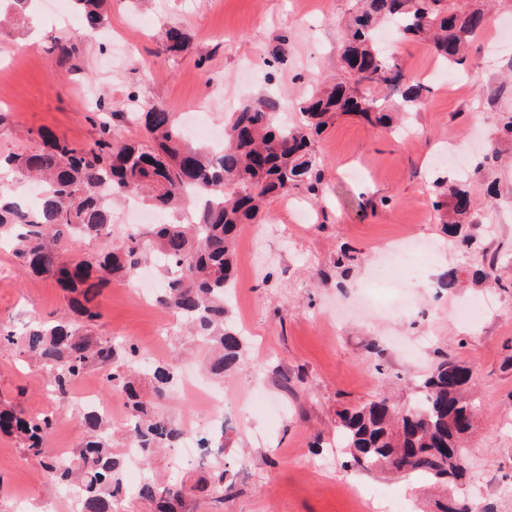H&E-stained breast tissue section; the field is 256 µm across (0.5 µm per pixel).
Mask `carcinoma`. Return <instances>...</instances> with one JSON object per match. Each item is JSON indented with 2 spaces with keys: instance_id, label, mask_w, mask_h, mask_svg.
<instances>
[{
  "instance_id": "1",
  "label": "carcinoma",
  "mask_w": 512,
  "mask_h": 512,
  "mask_svg": "<svg viewBox=\"0 0 512 512\" xmlns=\"http://www.w3.org/2000/svg\"><path fill=\"white\" fill-rule=\"evenodd\" d=\"M28 0H0V33L23 15ZM104 0H71L91 28L104 22ZM342 31L343 59L348 77L318 84L297 103L299 123L279 122L282 102L274 96L242 101L225 124L224 145L214 148L189 142L176 113L145 104L137 117L146 131L143 141L120 142L112 120L124 116L104 101L93 113L97 136L78 147L50 132H38L35 151L0 155V174L17 184L37 183L42 193L25 206L17 195L0 194V238L9 241L18 265L28 273L52 280L74 294L73 317L36 320L18 336L0 327V348L11 350L47 372L57 397L65 398L74 383L91 369L106 370V382L126 398L132 427L128 444L144 462L162 448L180 441L183 429L163 408L175 381L168 366L146 373L150 390L142 391L136 370L139 348L131 343L118 351L112 340L94 334L102 313L97 298L103 288L133 275L157 256L167 259L164 285L157 303L171 310L181 331L209 352L208 371L224 379L239 363L244 337L231 320L224 298L234 283L237 232L264 216L266 200L304 188L323 196L322 162L315 140L339 114H353L372 127H387L398 115L417 110L431 87L412 79L402 63L377 45L376 28L397 20V35L425 41L452 69L466 62L465 50L486 29L485 9L460 0H355ZM190 49V40L173 30L162 49L178 55ZM59 62L76 67L78 39H57ZM371 88L399 91L390 106L366 95ZM434 202L445 225L450 249L468 253L475 239L462 225L480 223L479 208L460 182H436ZM136 197L150 206L177 213L170 223L151 224L138 233H126L118 247L65 258L61 245L75 240L102 241L113 224L112 202ZM483 270L476 281L490 288L509 289L493 276L498 254L481 255ZM461 286L460 270L448 268L439 287L452 294ZM474 368L442 357L417 385L406 416L385 395L337 414L336 446L348 456L345 468L381 472L391 458L397 475L434 484L452 485L465 469L455 458L467 457L463 445L474 413L463 396ZM85 433L65 457L51 451L55 420L26 412L15 401L0 397V434L40 459L45 481L75 493L77 512H119L126 494L125 458L112 443V425L96 411L82 410ZM229 469L211 468L190 488L183 483L165 486L152 478L142 481L140 498L157 502V512H174L191 492L224 501Z\"/></svg>"
}]
</instances>
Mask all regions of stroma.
Listing matches in <instances>:
<instances>
[{
    "label": "stroma",
    "instance_id": "stroma-1",
    "mask_svg": "<svg viewBox=\"0 0 512 512\" xmlns=\"http://www.w3.org/2000/svg\"><path fill=\"white\" fill-rule=\"evenodd\" d=\"M354 0H152L145 9L132 0H105V22L87 33L79 14L52 17L40 8L0 34V154L36 147L47 129L74 144L96 135L88 119L87 91L129 109V96L180 113L190 105L211 106L209 121L221 127L229 106L266 92L283 100L289 122L296 103L316 81L344 78L341 35ZM512 22V0H500L484 33L469 44L460 70L441 66L422 41L392 38L388 44L414 78L433 83L432 94L412 114L408 135L386 132L358 117L342 115L318 140L327 194L317 201L306 190L273 200L278 223L246 224L236 243L233 320L247 323L238 369L224 377L242 407L243 425L223 439L234 488L215 506L209 497L185 499L182 512H352L354 504L338 487L343 456L331 445L338 411L388 391L406 403L413 383L439 354L474 366L472 392L476 426L468 448L467 472L455 491L480 512L485 502L512 512V291H496L498 310L462 322L456 310L480 305L484 289L448 294L439 277L455 266L467 271L479 256L448 250L434 208L433 183L451 177L442 158L464 151L469 189L484 204L478 234L483 247L501 254L495 273L512 282V139L499 131L501 113L512 112V52L489 58L496 30ZM191 41L189 53H158L170 28ZM80 37L79 69L64 72L52 39ZM284 47L285 59L272 54ZM495 145L503 165L478 169L482 144ZM429 240L438 253L429 259V277L410 284L413 302L400 310H360L359 291L370 277L386 241ZM353 256L346 266L336 257ZM133 280L110 284L99 304L97 335L137 344L153 363L186 372L202 356L197 345L159 341L155 328L163 307L147 308L129 296ZM67 306L52 281L22 271L8 247L0 248V323L23 332L33 318ZM426 336L430 342L408 364L398 341ZM0 395L19 397L31 413H50L57 424L51 448L74 447L83 434L78 409L47 397L43 376L17 354L0 349ZM328 460L334 478L314 470ZM408 503L413 512H439L448 493L409 478L362 473ZM41 477L38 460L0 437V512H45L58 494Z\"/></svg>",
    "mask_w": 512,
    "mask_h": 512
}]
</instances>
